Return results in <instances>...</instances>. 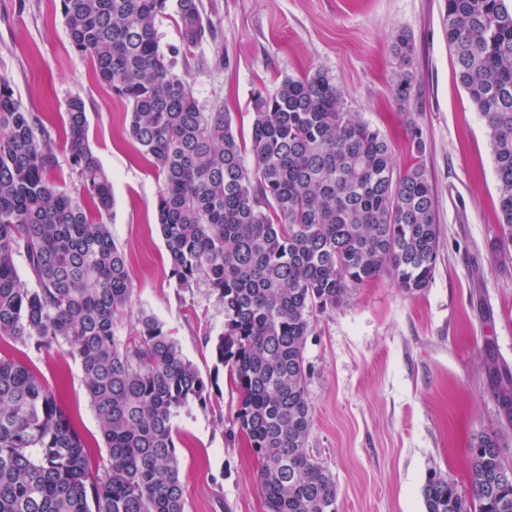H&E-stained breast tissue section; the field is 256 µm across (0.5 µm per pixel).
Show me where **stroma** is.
<instances>
[{
    "label": "stroma",
    "mask_w": 512,
    "mask_h": 512,
    "mask_svg": "<svg viewBox=\"0 0 512 512\" xmlns=\"http://www.w3.org/2000/svg\"><path fill=\"white\" fill-rule=\"evenodd\" d=\"M216 34L180 53L173 12L155 20L159 46L175 52L203 110L224 107L249 137L254 93L283 76L319 68L336 79L352 111L393 144L397 169L421 164L431 178L440 226L434 277L415 293L383 275L320 315L305 347L312 427L307 452L337 485L336 512H426L431 472L469 493L467 449L500 425L487 358L512 367V243L500 240L489 130L457 79L442 26L443 0H200ZM415 44L414 90L393 88L392 34ZM0 77L55 140L53 176L72 195L62 118L71 98L88 117V139L112 177L104 215L124 248L133 294L119 335L141 312L155 315L204 380L207 404L175 420L185 512H265L260 463L232 418L238 393L212 342L224 308L208 288H178L157 224L161 180L129 137L130 108L100 84L89 58L72 50L60 0H0ZM419 132L423 153L410 146ZM0 357L25 361L56 393L92 463L108 451L77 359L38 354L0 339Z\"/></svg>",
    "instance_id": "obj_1"
}]
</instances>
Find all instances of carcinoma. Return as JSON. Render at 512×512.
I'll return each mask as SVG.
<instances>
[{
	"instance_id": "carcinoma-1",
	"label": "carcinoma",
	"mask_w": 512,
	"mask_h": 512,
	"mask_svg": "<svg viewBox=\"0 0 512 512\" xmlns=\"http://www.w3.org/2000/svg\"><path fill=\"white\" fill-rule=\"evenodd\" d=\"M60 2L72 49L130 104V136L162 177L156 213L177 286L204 285L224 308L215 357L240 394L234 424L261 460L266 512H336L335 476L306 451L307 336L317 315L383 274L408 293L428 287L440 228L426 171L397 172L389 142L320 69L256 91L250 143L240 140L231 113L203 111L159 47L155 18L170 9L184 51L213 35L197 0ZM442 26L489 129L500 227L512 242V6L444 0ZM393 51L395 93L406 100L407 32ZM64 133L91 209L52 178L50 131L0 78V338L38 353L66 347L79 360L108 459L91 466L53 390L26 363L0 358V512H185L173 421L206 401L208 385L154 315L117 335L132 281L102 220L112 179L78 98ZM487 372L501 426L467 450L471 496L433 472L426 512H512V477L498 480L512 470V368L492 358Z\"/></svg>"
}]
</instances>
